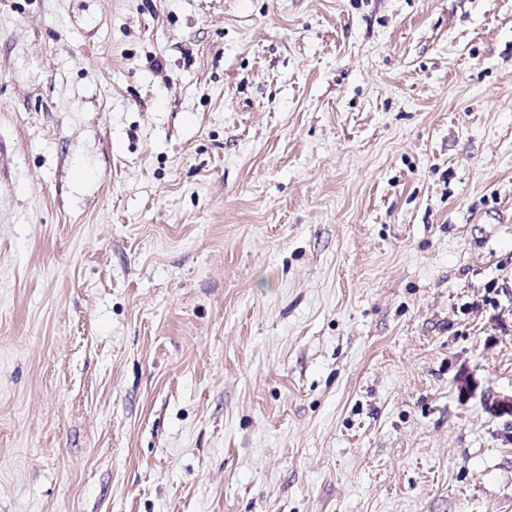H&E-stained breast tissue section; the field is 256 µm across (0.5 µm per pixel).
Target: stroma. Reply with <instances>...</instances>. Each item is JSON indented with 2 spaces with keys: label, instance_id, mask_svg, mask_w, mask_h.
Here are the masks:
<instances>
[{
  "label": "stroma",
  "instance_id": "obj_1",
  "mask_svg": "<svg viewBox=\"0 0 512 512\" xmlns=\"http://www.w3.org/2000/svg\"><path fill=\"white\" fill-rule=\"evenodd\" d=\"M510 391L512 0H0V512H512Z\"/></svg>",
  "mask_w": 512,
  "mask_h": 512
}]
</instances>
